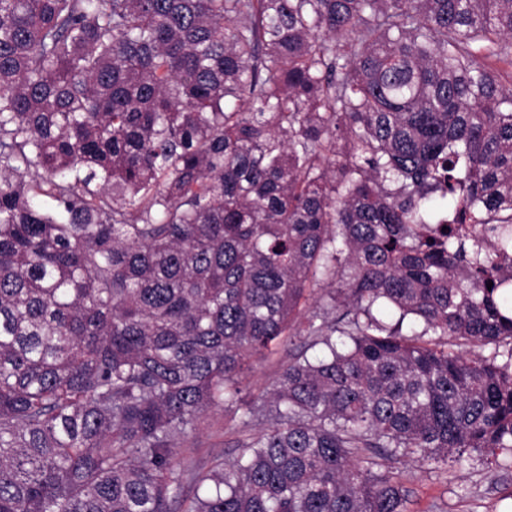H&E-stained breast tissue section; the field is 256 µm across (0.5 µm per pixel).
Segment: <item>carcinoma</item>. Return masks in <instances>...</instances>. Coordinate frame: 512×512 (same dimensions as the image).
I'll list each match as a JSON object with an SVG mask.
<instances>
[{
	"label": "carcinoma",
	"mask_w": 512,
	"mask_h": 512,
	"mask_svg": "<svg viewBox=\"0 0 512 512\" xmlns=\"http://www.w3.org/2000/svg\"><path fill=\"white\" fill-rule=\"evenodd\" d=\"M492 61L512 0H0V512H407L387 462L511 469ZM214 408L236 458L177 464ZM294 344H298L295 339ZM294 344L279 346L275 351L262 361L254 363L253 370L243 381L247 392V400H260L264 392L271 388L279 374L288 363L289 351Z\"/></svg>",
	"instance_id": "cac0c4a2"
}]
</instances>
